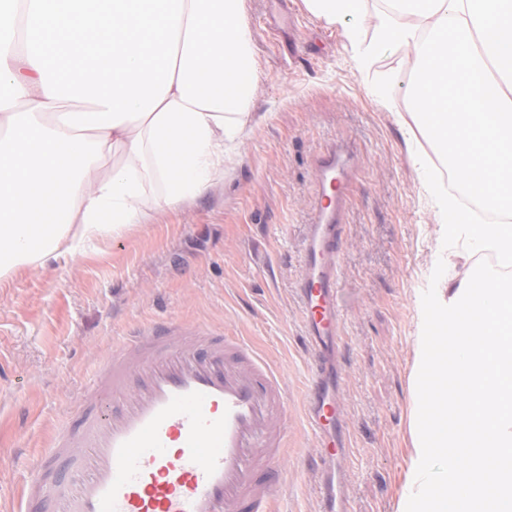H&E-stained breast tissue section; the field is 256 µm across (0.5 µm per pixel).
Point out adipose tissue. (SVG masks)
<instances>
[{
  "label": "adipose tissue",
  "mask_w": 512,
  "mask_h": 512,
  "mask_svg": "<svg viewBox=\"0 0 512 512\" xmlns=\"http://www.w3.org/2000/svg\"><path fill=\"white\" fill-rule=\"evenodd\" d=\"M261 75L247 0H0V283L205 194Z\"/></svg>",
  "instance_id": "obj_1"
}]
</instances>
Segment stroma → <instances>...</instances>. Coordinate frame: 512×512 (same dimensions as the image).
I'll list each match as a JSON object with an SVG mask.
<instances>
[{
  "instance_id": "35a3bbf8",
  "label": "stroma",
  "mask_w": 512,
  "mask_h": 512,
  "mask_svg": "<svg viewBox=\"0 0 512 512\" xmlns=\"http://www.w3.org/2000/svg\"><path fill=\"white\" fill-rule=\"evenodd\" d=\"M263 76L250 104L258 126L224 163V179L179 211L66 263L0 286V512L23 487L74 398L130 327L175 317L241 337L288 376V453L274 512H321L319 479L345 512H399L414 452L410 379L421 295L442 248V214L422 165L440 167L408 111L406 51L361 64L341 29L302 0H248ZM353 143L338 270L348 383L341 400L354 455L318 477L305 423L311 344L296 282L316 193L313 161Z\"/></svg>"
}]
</instances>
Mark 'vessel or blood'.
Returning <instances> with one entry per match:
<instances>
[{"label":"vessel or blood","mask_w":512,"mask_h":512,"mask_svg":"<svg viewBox=\"0 0 512 512\" xmlns=\"http://www.w3.org/2000/svg\"><path fill=\"white\" fill-rule=\"evenodd\" d=\"M353 154L332 144L314 160L317 186L297 282L312 343L305 422L309 467L350 453L339 403L344 369L324 356L342 341L337 267ZM22 493L24 512H272L283 484L288 389L241 338L168 318L133 330L77 399Z\"/></svg>","instance_id":"obj_1"}]
</instances>
